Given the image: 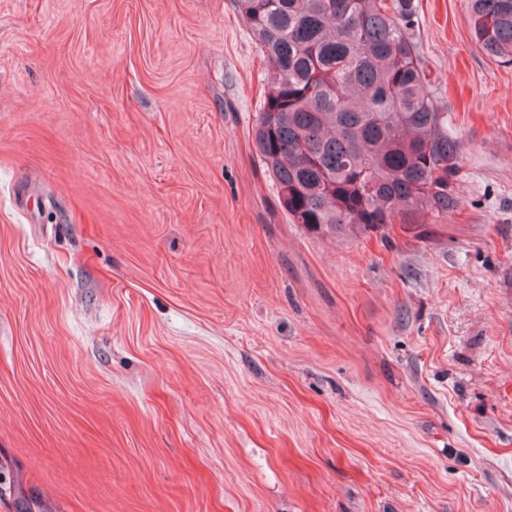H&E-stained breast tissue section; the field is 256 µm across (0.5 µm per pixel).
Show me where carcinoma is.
<instances>
[{
    "mask_svg": "<svg viewBox=\"0 0 512 512\" xmlns=\"http://www.w3.org/2000/svg\"><path fill=\"white\" fill-rule=\"evenodd\" d=\"M269 65L256 153L293 224L414 237L459 205L462 159L402 21L413 0H234ZM474 38L512 64V0H471Z\"/></svg>",
    "mask_w": 512,
    "mask_h": 512,
    "instance_id": "1",
    "label": "carcinoma"
}]
</instances>
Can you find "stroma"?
Listing matches in <instances>:
<instances>
[{"instance_id":"1","label":"stroma","mask_w":512,"mask_h":512,"mask_svg":"<svg viewBox=\"0 0 512 512\" xmlns=\"http://www.w3.org/2000/svg\"><path fill=\"white\" fill-rule=\"evenodd\" d=\"M413 3L459 207L335 239L233 0H0V512H512V65Z\"/></svg>"}]
</instances>
